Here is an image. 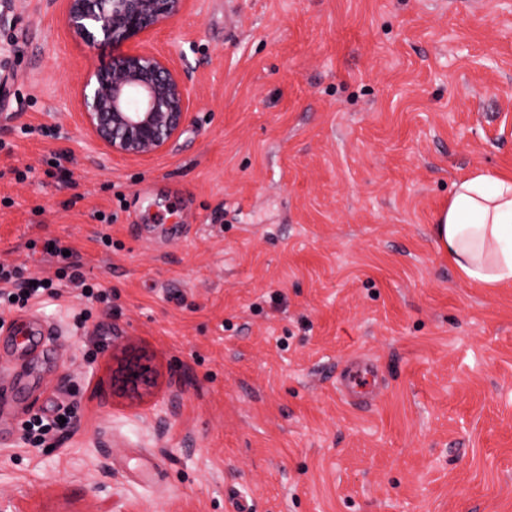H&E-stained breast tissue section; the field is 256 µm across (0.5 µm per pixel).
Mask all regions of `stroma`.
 Listing matches in <instances>:
<instances>
[{"label":"stroma","mask_w":512,"mask_h":512,"mask_svg":"<svg viewBox=\"0 0 512 512\" xmlns=\"http://www.w3.org/2000/svg\"><path fill=\"white\" fill-rule=\"evenodd\" d=\"M64 10L0 0V263L53 276L57 240L112 306L28 305L24 415L75 421L14 426L0 512H512V283L433 236L454 181L512 175V0H188L144 38L193 86L146 160L83 128ZM378 379L377 369L368 363L351 362L343 365L339 373V384L350 395L364 396ZM59 416L66 419L64 424H61ZM45 421L46 423H44ZM71 426L70 410L67 407H62L52 418L40 416L30 420L26 426L24 437L26 442L34 446H50L59 433L68 430Z\"/></svg>","instance_id":"obj_1"}]
</instances>
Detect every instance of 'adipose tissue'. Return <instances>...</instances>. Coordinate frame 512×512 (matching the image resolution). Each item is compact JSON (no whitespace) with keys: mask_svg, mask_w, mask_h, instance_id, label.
Instances as JSON below:
<instances>
[{"mask_svg":"<svg viewBox=\"0 0 512 512\" xmlns=\"http://www.w3.org/2000/svg\"><path fill=\"white\" fill-rule=\"evenodd\" d=\"M433 233L463 280L489 288L512 282V178L480 171L461 177Z\"/></svg>","mask_w":512,"mask_h":512,"instance_id":"obj_1","label":"adipose tissue"}]
</instances>
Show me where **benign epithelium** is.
I'll use <instances>...</instances> for the list:
<instances>
[{
	"mask_svg": "<svg viewBox=\"0 0 512 512\" xmlns=\"http://www.w3.org/2000/svg\"><path fill=\"white\" fill-rule=\"evenodd\" d=\"M186 0H66L65 24L109 60L89 66L78 91L79 117L114 157L145 159L182 129L192 77L142 46L149 32L179 16Z\"/></svg>",
	"mask_w": 512,
	"mask_h": 512,
	"instance_id": "obj_1",
	"label": "benign epithelium"
}]
</instances>
